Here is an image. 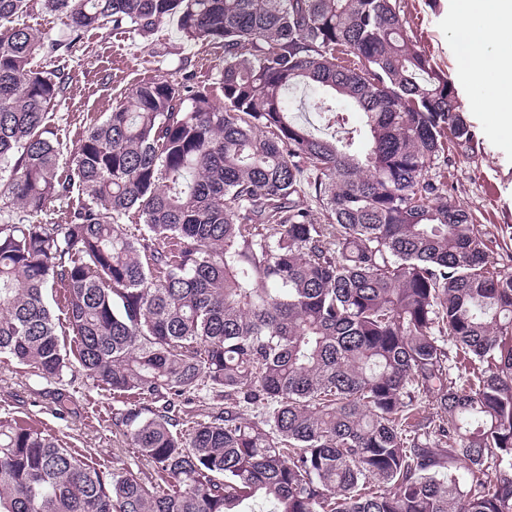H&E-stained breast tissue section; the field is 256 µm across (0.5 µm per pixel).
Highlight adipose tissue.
Segmentation results:
<instances>
[{
    "instance_id": "adipose-tissue-1",
    "label": "adipose tissue",
    "mask_w": 512,
    "mask_h": 512,
    "mask_svg": "<svg viewBox=\"0 0 512 512\" xmlns=\"http://www.w3.org/2000/svg\"><path fill=\"white\" fill-rule=\"evenodd\" d=\"M451 29L462 71L485 91V106L512 129V0H453Z\"/></svg>"
}]
</instances>
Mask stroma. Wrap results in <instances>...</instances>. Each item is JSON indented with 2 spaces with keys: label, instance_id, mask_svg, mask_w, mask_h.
Segmentation results:
<instances>
[{
  "label": "stroma",
  "instance_id": "stroma-1",
  "mask_svg": "<svg viewBox=\"0 0 512 512\" xmlns=\"http://www.w3.org/2000/svg\"><path fill=\"white\" fill-rule=\"evenodd\" d=\"M408 20L407 31L456 90L457 101L472 126V148L446 151L432 173L445 176L454 201L469 208L493 242L498 269L512 273V134L500 128L485 103L457 64L451 33V0H397ZM224 51L186 41L175 21L152 36L105 28L86 32L71 57L58 60L41 53L35 63L52 70L64 65L71 80L54 122L66 146H74L84 129L115 107L121 92L134 84L185 76L194 83H215ZM71 395L63 415H56L51 396L57 389ZM119 399L96 387L84 372L63 380L45 379L32 370L0 357V415L27 413L81 453L95 467L128 468L151 476L152 469L132 454L126 439L112 428Z\"/></svg>",
  "mask_w": 512,
  "mask_h": 512
}]
</instances>
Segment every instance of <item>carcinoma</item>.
<instances>
[{"instance_id":"1","label":"carcinoma","mask_w":512,"mask_h":512,"mask_svg":"<svg viewBox=\"0 0 512 512\" xmlns=\"http://www.w3.org/2000/svg\"><path fill=\"white\" fill-rule=\"evenodd\" d=\"M26 4L0 0V356L71 369L54 292L154 478L1 416L0 512H512V274L429 175L473 133L397 0H44L69 29L49 45L12 25ZM174 18L224 49L223 105L139 83L62 175L49 110L69 76L32 59ZM300 88L362 128L313 133Z\"/></svg>"}]
</instances>
